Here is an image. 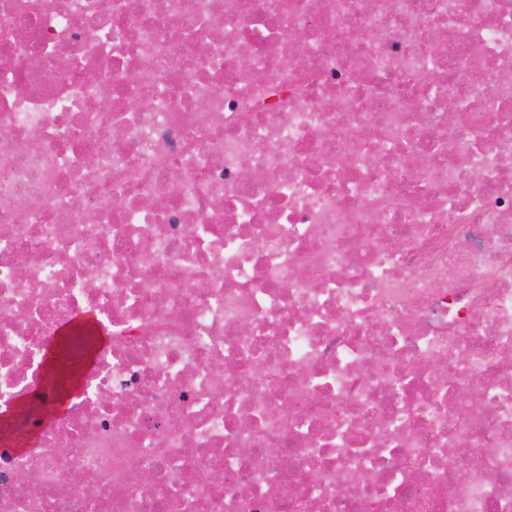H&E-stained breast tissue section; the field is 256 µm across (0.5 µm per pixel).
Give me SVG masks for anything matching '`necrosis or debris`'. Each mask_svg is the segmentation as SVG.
<instances>
[{
	"mask_svg": "<svg viewBox=\"0 0 512 512\" xmlns=\"http://www.w3.org/2000/svg\"><path fill=\"white\" fill-rule=\"evenodd\" d=\"M506 71L512 0H0V404L107 335L0 512H512ZM92 336L78 334L62 341L56 348V370L53 375V383L58 390L66 388L68 373L87 352L93 348Z\"/></svg>",
	"mask_w": 512,
	"mask_h": 512,
	"instance_id": "4bbe7bcc",
	"label": "necrosis or debris"
}]
</instances>
